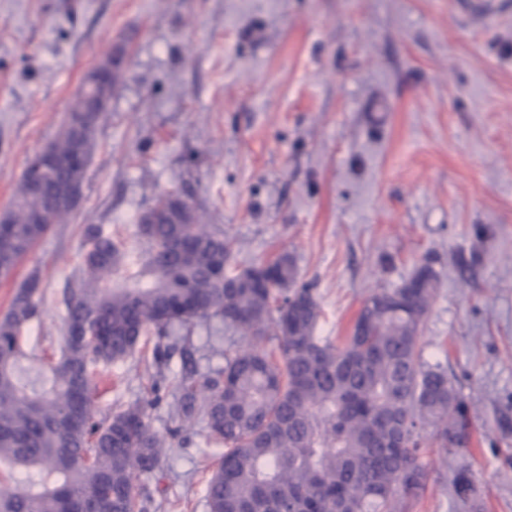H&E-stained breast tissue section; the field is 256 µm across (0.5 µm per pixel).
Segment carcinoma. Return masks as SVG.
<instances>
[{
    "label": "carcinoma",
    "mask_w": 512,
    "mask_h": 512,
    "mask_svg": "<svg viewBox=\"0 0 512 512\" xmlns=\"http://www.w3.org/2000/svg\"><path fill=\"white\" fill-rule=\"evenodd\" d=\"M117 75L76 96L49 144L59 161L38 189L21 177L0 223V278L9 277L71 211L61 190L84 182L93 129ZM144 249L129 263L112 235L85 228L76 286L62 294L66 333L47 382L23 376V328L42 314L38 274L16 289L0 315V470L26 479L0 489V512H141L135 482L150 477L168 444L136 401L101 419L92 390L97 368L131 356L169 330L219 318L247 344L224 366L190 373L172 413L205 424L224 454L206 485L209 512H404L425 489L426 438L446 454L466 445L468 408L448 373L421 361L418 334L435 290L427 267L400 287L364 300L350 335H315L319 306L281 255L229 270L234 241L184 211L177 193L140 217ZM275 344L272 350L267 344ZM458 495H475L463 471Z\"/></svg>",
    "instance_id": "cac0c4a2"
}]
</instances>
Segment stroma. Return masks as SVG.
<instances>
[{
	"label": "stroma",
	"mask_w": 512,
	"mask_h": 512,
	"mask_svg": "<svg viewBox=\"0 0 512 512\" xmlns=\"http://www.w3.org/2000/svg\"><path fill=\"white\" fill-rule=\"evenodd\" d=\"M114 56L82 206L0 279V314L38 273L45 313L22 334L59 350L85 225L136 254L138 215L173 190L234 239L233 266L292 257L323 337L349 334L364 299L430 267L422 357L469 405L470 444L423 456L409 512H463L461 465L478 512H512V0H0V210ZM190 340L202 372L243 343L219 321ZM155 343L97 380L94 408L160 395L148 422L171 446L137 483L146 512H208L224 449L173 417L183 361L156 367Z\"/></svg>",
	"instance_id": "stroma-1"
}]
</instances>
